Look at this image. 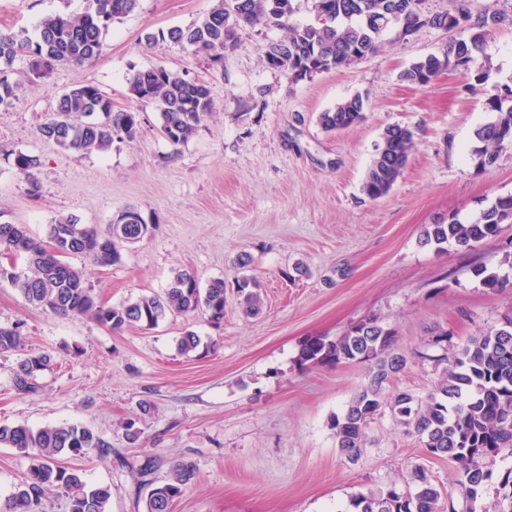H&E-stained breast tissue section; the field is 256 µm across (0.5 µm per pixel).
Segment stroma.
I'll return each instance as SVG.
<instances>
[{"label": "stroma", "mask_w": 512, "mask_h": 512, "mask_svg": "<svg viewBox=\"0 0 512 512\" xmlns=\"http://www.w3.org/2000/svg\"><path fill=\"white\" fill-rule=\"evenodd\" d=\"M213 3L140 0L110 27L98 60L37 81L16 59V98L0 111V224H24L41 237L62 216L104 228L136 208L155 229L122 248L119 263L99 268L72 259L95 293L110 305L160 295L174 271L189 268L201 285L226 282L223 322L211 325L199 313L115 332L37 308L2 281L0 326L21 324L26 348L54 360L39 374L37 392L20 394L12 383L20 355L0 353V425L79 424L110 441V457L61 463L80 469L88 486H110L111 512H144L137 469L149 457L158 479L179 460L196 467L173 512H346L351 495L403 486L419 465L456 512H488L512 453L487 458L495 480L471 504L459 495L455 464L429 457L390 412L375 416L362 456L349 460L330 423L368 366L304 365L299 352L307 339L333 340L376 319L412 355L390 390L422 396L439 377L442 351H457L512 312V288H488L473 275L483 266L512 279V225L472 251L419 242L427 225L452 215L472 221L512 195V149L485 168L474 154L475 129L495 118L487 101L512 86V0H467L473 16L503 18L488 37L486 78L474 87L451 68L425 87L402 80L412 64L445 57L450 34L429 27L406 38L386 31L376 54L299 81L266 64L269 44L284 36L278 29L242 28L217 70L191 49L146 44L147 34L189 26ZM86 5L0 0V29L31 30L46 14H77ZM157 63L211 89V115L178 146L162 135L156 106L130 97V76ZM86 83L114 108L137 106V140L82 156L38 135L60 95ZM355 95L365 102L363 122L338 133L318 125L319 113ZM392 125L412 129L415 145L389 194L373 201L362 184ZM19 151L40 157L34 177L14 167ZM243 253L264 293L252 317L233 288ZM188 331L203 346L186 355L178 342ZM443 331L446 348L432 346ZM146 401L153 405L147 414ZM131 419L141 430L135 443L125 437Z\"/></svg>", "instance_id": "obj_1"}]
</instances>
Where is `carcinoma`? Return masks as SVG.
Returning a JSON list of instances; mask_svg holds the SVG:
<instances>
[{"label":"carcinoma","mask_w":512,"mask_h":512,"mask_svg":"<svg viewBox=\"0 0 512 512\" xmlns=\"http://www.w3.org/2000/svg\"><path fill=\"white\" fill-rule=\"evenodd\" d=\"M422 0H312L317 22L294 21L296 0H217L197 21L187 27H170L146 35L149 45L166 42L221 63L224 51L232 47L244 25H262L287 32L285 39L269 45L274 69L291 80L307 73L347 68L375 53L384 29L394 25L410 30L419 25L440 29L449 18L467 36L448 44L446 63L483 79L480 63L493 16L472 17L467 4L457 0L453 12L430 13L419 23ZM139 0H90L78 15L56 13L45 16L34 29L0 32V108L12 105L16 83L10 75L15 60L35 58L45 70L27 65L32 81L43 79L60 67L81 68L102 53L103 36L117 20L134 12ZM439 58L430 56L405 70L403 80L427 86L443 71ZM132 99L153 103L161 118V132L174 146L186 143L211 114L209 86L189 79L161 64L136 71L129 80ZM497 113L494 121L474 132L480 146L475 150L481 167L495 163L500 152L512 148V86L489 102ZM364 119L361 96L337 103L320 113L326 130H344ZM139 112L135 107L116 110L112 98L98 86L87 83L65 91L55 110L40 125L42 138L63 149L78 153H105L116 140L133 141L139 133ZM414 133L393 125L385 129L363 182L362 191L371 200L385 197L405 168L413 147ZM41 165L36 155L18 151L13 166L28 177ZM512 222V195L497 198L470 223L451 217L448 223L431 224L423 231V246L441 250L454 246L474 250ZM155 225L140 212L128 207L102 232L92 224H82L73 216L61 217L46 228V240L34 237L24 224H0V252L22 256L29 273L13 264L4 266L0 281L7 280L31 305L62 316L88 319L112 330L126 327L150 329L172 314H192L202 310L213 324L224 320L222 278L201 288L195 273L181 269L174 273L161 295L141 296L132 302L107 305L101 302L88 282L84 268L68 262L73 255L88 258L98 267H110L121 260L120 248L149 237ZM488 288H503L507 279L473 269ZM244 312L261 310L260 283L252 276L236 278ZM20 327H0V353L22 349ZM302 363L360 362L369 364L367 380L354 394L346 410L331 421L336 445L355 460L367 444V430L382 409L389 408L397 423L415 435L425 452L453 462L459 472L461 494L476 499L484 483L492 477L487 457L506 449L512 453V315L503 317L498 327L470 338L461 350L445 355L434 387L423 397L406 391L390 392L387 383L403 372L408 359L396 348L394 330L373 319L353 326L334 341L306 340L300 350ZM51 363L47 352L27 354L17 365L13 387L26 394L38 389V373ZM0 446L13 448L29 459V467L14 492L0 499V512H43L46 493L61 490L67 497L68 512H110L108 486L89 487L76 468L60 464L64 455L98 457L112 453V444L92 429L78 424H58L33 428L28 425H0ZM140 481L149 487L144 512H171L173 501L196 479L195 466L187 461L173 464L164 480L157 483L154 461L146 460L138 469ZM413 489L401 492L392 486L385 491L356 493L350 498L352 512H442L441 492L422 467L406 477Z\"/></svg>","instance_id":"obj_1"}]
</instances>
